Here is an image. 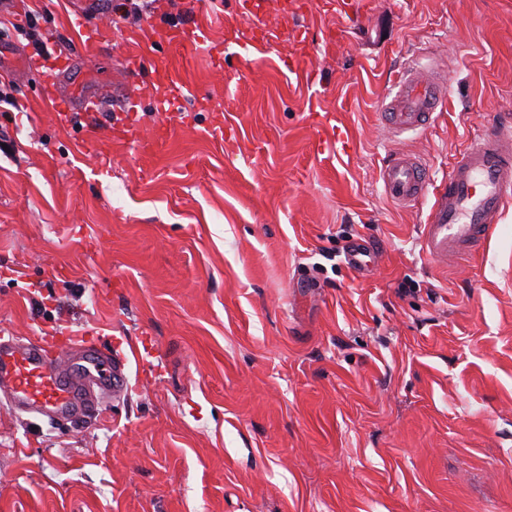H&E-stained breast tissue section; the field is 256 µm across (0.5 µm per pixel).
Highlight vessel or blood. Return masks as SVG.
Wrapping results in <instances>:
<instances>
[{
  "instance_id": "b4317fda",
  "label": "vessel or blood",
  "mask_w": 512,
  "mask_h": 512,
  "mask_svg": "<svg viewBox=\"0 0 512 512\" xmlns=\"http://www.w3.org/2000/svg\"><path fill=\"white\" fill-rule=\"evenodd\" d=\"M166 41L174 63L160 70L164 81L177 73L198 36L179 26L168 32ZM441 101L433 82L401 74L387 104L391 134L424 127ZM382 181L387 196L401 205L432 195L423 232L424 250L431 258L465 254L512 208V117H500L489 136L459 153L438 185L429 184L425 164L406 154L388 162ZM126 384L112 349L97 340H72L67 356L58 362L37 343L0 336V398L16 410L57 420L76 418L97 410L112 389Z\"/></svg>"
}]
</instances>
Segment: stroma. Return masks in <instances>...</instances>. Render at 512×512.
<instances>
[{
	"label": "stroma",
	"instance_id": "stroma-1",
	"mask_svg": "<svg viewBox=\"0 0 512 512\" xmlns=\"http://www.w3.org/2000/svg\"><path fill=\"white\" fill-rule=\"evenodd\" d=\"M260 2L255 19L237 0H104L89 50L73 0H0V334L142 352L95 418L0 401V512H512V209L443 265L423 248L431 198L382 182L400 152L441 180L512 113V0H362L352 21L338 0L299 18ZM185 23L200 43L158 84V36ZM257 23L269 44L246 49ZM50 28L58 66L38 54ZM408 68L446 99L394 137ZM88 88L104 112L47 107ZM131 96L135 142L116 123Z\"/></svg>",
	"mask_w": 512,
	"mask_h": 512
}]
</instances>
